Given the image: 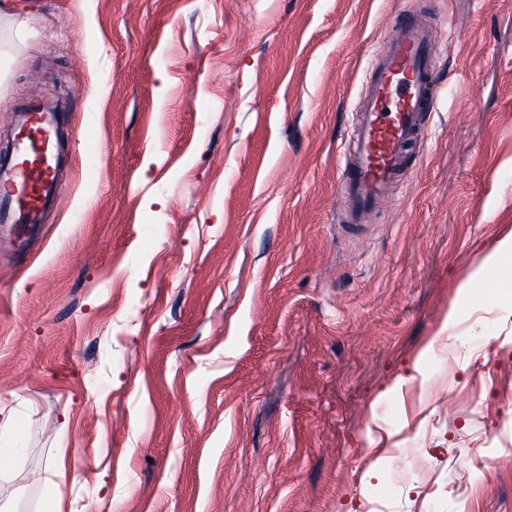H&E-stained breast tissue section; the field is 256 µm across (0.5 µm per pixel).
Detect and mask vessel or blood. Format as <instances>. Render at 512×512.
Instances as JSON below:
<instances>
[{
	"label": "vessel or blood",
	"mask_w": 512,
	"mask_h": 512,
	"mask_svg": "<svg viewBox=\"0 0 512 512\" xmlns=\"http://www.w3.org/2000/svg\"><path fill=\"white\" fill-rule=\"evenodd\" d=\"M436 36L435 28L419 19L397 20L372 66L339 183L351 216L390 203L406 173L405 147L423 135L425 118L437 105L431 56ZM57 112L48 95L16 106L12 151L0 156V230L21 249L60 194Z\"/></svg>",
	"instance_id": "1"
}]
</instances>
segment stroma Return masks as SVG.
I'll return each mask as SVG.
<instances>
[{
    "label": "stroma",
    "instance_id": "35a3bbf8",
    "mask_svg": "<svg viewBox=\"0 0 512 512\" xmlns=\"http://www.w3.org/2000/svg\"><path fill=\"white\" fill-rule=\"evenodd\" d=\"M399 15L459 36L353 222ZM48 86L64 194L28 256L0 238V512H512V0H0V134Z\"/></svg>",
    "mask_w": 512,
    "mask_h": 512
}]
</instances>
